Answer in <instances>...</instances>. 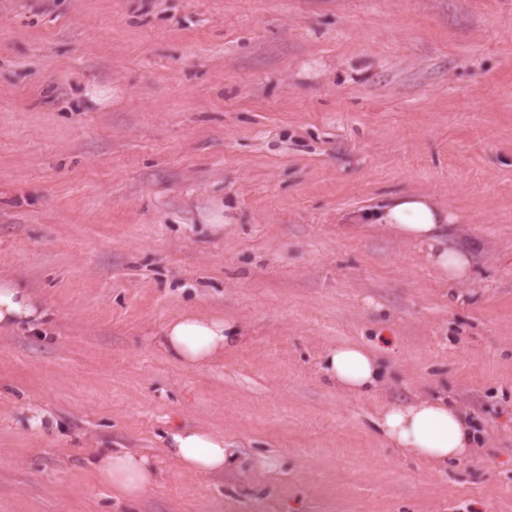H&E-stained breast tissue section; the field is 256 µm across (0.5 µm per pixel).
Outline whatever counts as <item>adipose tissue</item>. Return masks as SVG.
<instances>
[{
	"mask_svg": "<svg viewBox=\"0 0 512 512\" xmlns=\"http://www.w3.org/2000/svg\"><path fill=\"white\" fill-rule=\"evenodd\" d=\"M374 223L393 228L401 237L427 247L437 269L450 280L469 276L466 248L450 243L452 226L447 212L420 194L393 197L373 213ZM46 307L15 279H0V331L22 326L38 328ZM239 339L235 323L221 316L184 312L169 320L160 332L162 351L184 368L211 363ZM322 374L337 389L352 395L374 390L380 381L381 361L375 348L344 343L327 350ZM385 442L414 458L442 465L469 455L473 430L463 412L447 398L429 396L406 405L386 407L375 422ZM169 456L184 470L197 474L222 472L235 461L224 446V436L212 429L170 422L165 432ZM98 480L123 498L134 500L154 482L150 458L123 449L103 452L95 464Z\"/></svg>",
	"mask_w": 512,
	"mask_h": 512,
	"instance_id": "adipose-tissue-1",
	"label": "adipose tissue"
}]
</instances>
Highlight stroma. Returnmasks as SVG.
<instances>
[{
  "label": "stroma",
  "mask_w": 512,
  "mask_h": 512,
  "mask_svg": "<svg viewBox=\"0 0 512 512\" xmlns=\"http://www.w3.org/2000/svg\"><path fill=\"white\" fill-rule=\"evenodd\" d=\"M409 192L476 240L466 286L364 223ZM3 276L49 316L0 332V512H512V0H0ZM188 310L237 346L169 361ZM344 342L381 345L376 393L323 380ZM433 394L471 457L373 431ZM174 420L238 467L185 471ZM104 448L155 459L144 496ZM239 329L224 316L183 312L161 330L162 351L183 368L204 367L239 340ZM95 473L118 496L134 500L152 487L155 469L150 458L123 449L103 452L96 461Z\"/></svg>",
  "instance_id": "35a3bbf8"
}]
</instances>
